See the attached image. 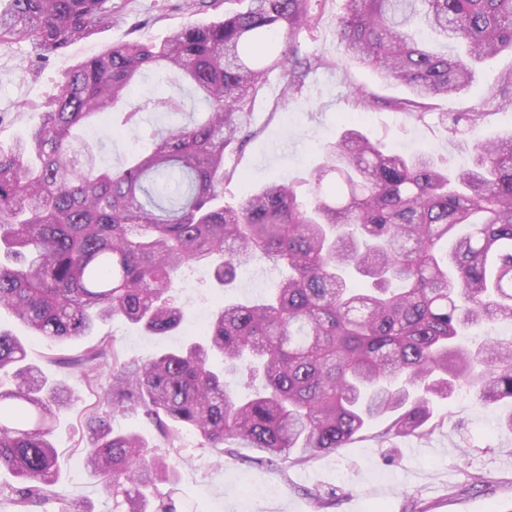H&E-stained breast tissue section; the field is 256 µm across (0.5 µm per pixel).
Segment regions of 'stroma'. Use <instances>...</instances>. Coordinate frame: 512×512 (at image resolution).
<instances>
[{"label":"stroma","instance_id":"1","mask_svg":"<svg viewBox=\"0 0 512 512\" xmlns=\"http://www.w3.org/2000/svg\"><path fill=\"white\" fill-rule=\"evenodd\" d=\"M186 2L126 0L123 19L94 37L73 40L45 62L31 60L28 44L0 45V143H9L37 122V104L76 63L126 41H161L171 30L197 21ZM310 5L317 21L299 35V53L317 56L322 63L308 74L301 93L286 101L281 98V73L269 76L251 109L253 137L225 158L226 169L233 173L224 183L225 205H238L248 189L274 175L293 183L299 198L308 200L307 171L318 162L322 146L350 128L406 152L428 150L454 168L467 164L468 151L441 122L442 113H484L472 132L476 138L512 131V94H499L497 86L499 75L512 70L511 52L488 60L464 91L437 97L420 114L409 115L387 105L388 100L408 97L404 85L345 57L336 39L345 0H310ZM356 87L378 96L380 105L363 107L352 94ZM87 137L107 167L119 166L139 145L134 134H116L107 127L89 131ZM279 277L271 265H249L238 270L224 291L207 265L196 264L180 275L175 296L185 320L175 335L148 336L115 319L100 325L95 335L60 346L26 337L28 358L89 405L106 389L107 380L88 387L78 371L62 365V358L82 354L103 336L123 357H151L199 335L198 312L212 310L222 295L249 301ZM446 406L447 422L425 438L402 437L382 448L368 429L335 453L303 466L285 462L276 470L255 465L254 448H238L230 457L197 442L168 444L153 424L136 415L117 417L112 426L143 435L176 462L173 497L179 512H512V467L504 465L512 460V434L502 426L512 404L485 409L474 396L458 392ZM83 431V419L75 410L55 428L52 442L63 476L48 512H109L107 498L83 463ZM474 473L485 476L483 485H471Z\"/></svg>","mask_w":512,"mask_h":512}]
</instances>
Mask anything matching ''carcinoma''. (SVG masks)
I'll return each mask as SVG.
<instances>
[{"mask_svg": "<svg viewBox=\"0 0 512 512\" xmlns=\"http://www.w3.org/2000/svg\"><path fill=\"white\" fill-rule=\"evenodd\" d=\"M241 10L188 23L161 42L115 45L63 74L38 124L0 146V309L55 345L122 318L153 336L176 331L180 269L207 261L224 286L254 261L286 271L253 304L220 301L203 337L147 359L102 339L67 360L88 384L112 380L85 406L80 446L111 512H178L177 464L118 413L142 416L174 443L182 430L208 448L244 445L261 462L294 466L345 447L387 418L378 441L422 437L434 403L467 390L483 406L512 399V338L464 339L512 325V133L474 142L470 166L395 153L349 129L323 147L298 199L277 179L224 206V154L251 136L250 109L269 73L295 95L318 59L292 46L312 24L309 0H244ZM112 0H8L0 44L25 42L39 61L112 27ZM421 29L458 47L448 55ZM346 56L404 84L411 112L459 93L474 66L512 51V0H347L337 22ZM288 51L273 54L280 37ZM176 74L135 99L144 73ZM203 118L163 131L143 114L178 116L184 86ZM102 118L147 148L111 170L78 130ZM78 400L28 360L24 339L0 330V497L25 506L55 495L54 425Z\"/></svg>", "mask_w": 512, "mask_h": 512, "instance_id": "cac0c4a2", "label": "carcinoma"}]
</instances>
